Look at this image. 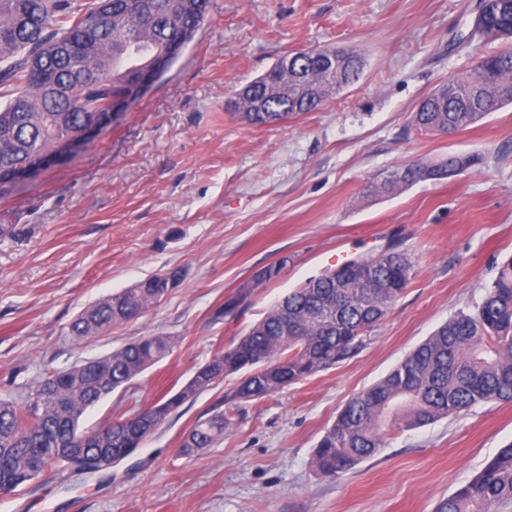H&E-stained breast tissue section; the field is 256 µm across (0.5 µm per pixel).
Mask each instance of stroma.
<instances>
[{
  "mask_svg": "<svg viewBox=\"0 0 512 512\" xmlns=\"http://www.w3.org/2000/svg\"><path fill=\"white\" fill-rule=\"evenodd\" d=\"M475 0H212L164 80L64 163L0 194V398L24 399L57 371L142 336L170 354L89 409L91 428L181 386L292 289L348 260L406 251L415 275L361 348L266 397L238 402L235 376L186 402L131 457L101 474L51 468L0 495V512H435L512 442V402L480 405L389 435L339 478L313 450L353 396L385 377L459 312H474L512 258V105L453 135L411 114L438 84L470 74L500 42L461 49ZM356 51L359 79L318 110L255 127L225 104L301 49ZM479 156L460 175L393 193L387 171ZM286 260L233 314L225 302ZM179 270L164 300L78 338L92 302ZM222 444L186 457L183 435L217 411Z\"/></svg>",
  "mask_w": 512,
  "mask_h": 512,
  "instance_id": "1",
  "label": "stroma"
}]
</instances>
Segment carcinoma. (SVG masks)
<instances>
[{
  "mask_svg": "<svg viewBox=\"0 0 512 512\" xmlns=\"http://www.w3.org/2000/svg\"><path fill=\"white\" fill-rule=\"evenodd\" d=\"M497 21L470 29L459 42L512 40V3ZM0 0V188L29 158L48 155L56 141L78 135L128 91L130 70L114 63L127 58L145 68L166 52L181 32L186 40L206 22L211 0ZM336 50L292 55L314 95L298 100L288 74L273 65L252 81L261 108L243 112L251 125L281 124L322 106L357 79L363 59L347 52L335 65ZM448 95L433 90L413 112L417 130L438 135L459 131L512 104V46L479 59L474 72L450 81ZM479 158L450 156L407 165L386 176L381 188L394 191L426 179L455 176ZM284 257L246 282L224 303L233 312L259 284L278 276ZM415 263L394 249L382 259L310 278L279 300L260 320L220 350L175 393L93 428L80 426L85 412L116 389L130 384L170 352L171 337L143 336L103 357L56 372L21 402L0 398V490H17L46 468L68 467L73 452L95 459L104 453L140 448L168 417L224 377L241 373L233 398L260 399L355 354L364 335L379 325L408 288ZM179 271L158 272L101 299L71 322L72 335L94 336L157 306L179 282ZM512 401V259L487 287L476 311L442 324L388 375L344 405L319 440L311 467L336 478L374 456L388 435L434 423L478 405ZM234 425L218 413L197 421L179 452L198 454L224 441ZM512 507V442L436 512H499Z\"/></svg>",
  "mask_w": 512,
  "mask_h": 512,
  "instance_id": "cac0c4a2",
  "label": "carcinoma"
}]
</instances>
